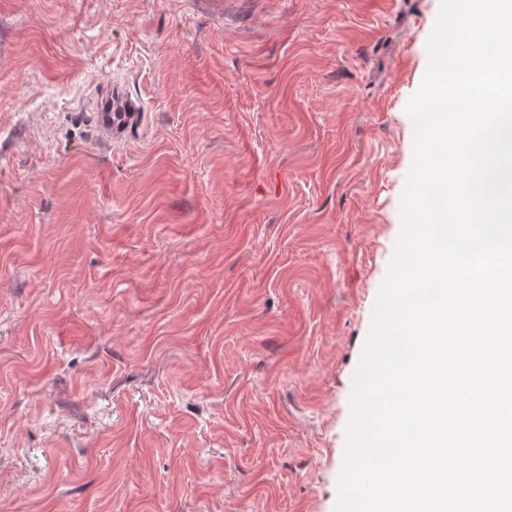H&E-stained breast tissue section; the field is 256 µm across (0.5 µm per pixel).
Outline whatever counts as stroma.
<instances>
[{
  "label": "stroma",
  "instance_id": "35a3bbf8",
  "mask_svg": "<svg viewBox=\"0 0 512 512\" xmlns=\"http://www.w3.org/2000/svg\"><path fill=\"white\" fill-rule=\"evenodd\" d=\"M439 8L0 0V512H334ZM91 108L97 112L100 130L107 136L132 128L141 112V103L132 99L124 90L109 81L100 88Z\"/></svg>",
  "mask_w": 512,
  "mask_h": 512
}]
</instances>
